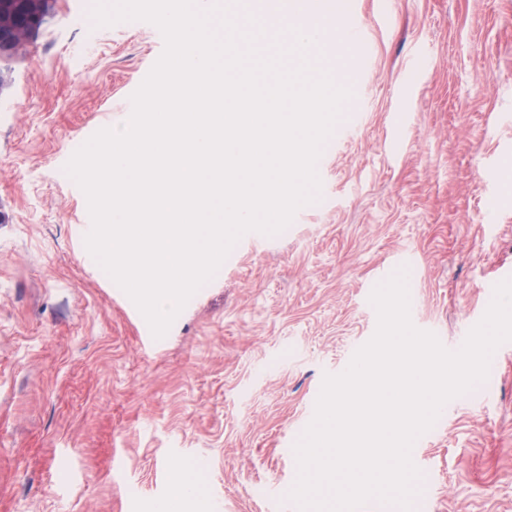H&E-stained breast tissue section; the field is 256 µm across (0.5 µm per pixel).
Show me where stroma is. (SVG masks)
Wrapping results in <instances>:
<instances>
[{
  "instance_id": "stroma-1",
  "label": "stroma",
  "mask_w": 512,
  "mask_h": 512,
  "mask_svg": "<svg viewBox=\"0 0 512 512\" xmlns=\"http://www.w3.org/2000/svg\"><path fill=\"white\" fill-rule=\"evenodd\" d=\"M357 0L363 40L330 16L319 66L348 73V134L317 162L324 200L287 231L236 244L156 352L144 318L84 243L87 200L64 167L119 127L161 55L144 21L93 27L54 0L0 56V512H154L179 463L203 465L210 512H269L324 374L377 325L363 290L411 253L415 326L455 340L512 275V0ZM420 80L404 86L415 53ZM413 458L430 512H512V342Z\"/></svg>"
}]
</instances>
